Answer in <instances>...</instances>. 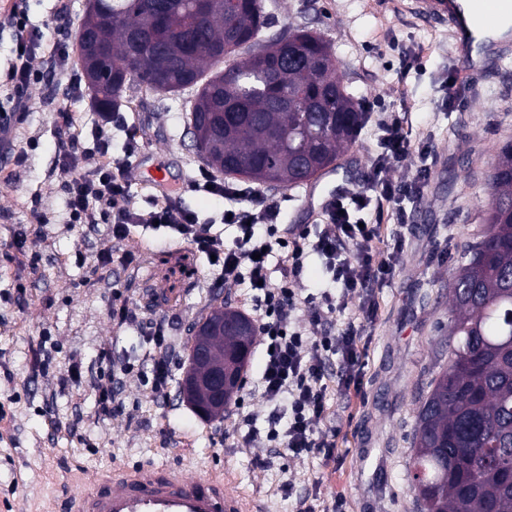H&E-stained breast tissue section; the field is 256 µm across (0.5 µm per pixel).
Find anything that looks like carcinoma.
<instances>
[{
	"instance_id": "cac0c4a2",
	"label": "carcinoma",
	"mask_w": 512,
	"mask_h": 512,
	"mask_svg": "<svg viewBox=\"0 0 512 512\" xmlns=\"http://www.w3.org/2000/svg\"><path fill=\"white\" fill-rule=\"evenodd\" d=\"M76 38L94 34L77 60L97 81L96 107L119 104L130 82L164 93L196 88L188 127L224 176L290 188L318 176L355 141L365 113L343 82L329 44L304 29L269 32L264 0H95ZM248 56L237 60L238 52ZM288 92V101L276 90ZM487 229L462 245L448 281V361L420 402L410 468L420 512H512V142L500 147L487 183ZM239 318V336L208 340L212 363L243 378L256 327L220 306L201 324Z\"/></svg>"
}]
</instances>
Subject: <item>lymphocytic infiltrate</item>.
I'll use <instances>...</instances> for the list:
<instances>
[{
    "label": "lymphocytic infiltrate",
    "instance_id": "1",
    "mask_svg": "<svg viewBox=\"0 0 512 512\" xmlns=\"http://www.w3.org/2000/svg\"><path fill=\"white\" fill-rule=\"evenodd\" d=\"M379 128L382 151L373 160L368 179L356 191L324 207L323 230L299 232L291 247L283 249L275 259L268 250L278 212L272 206L255 207L258 191L223 182L205 171L195 180L196 190H210L227 201L226 211L236 228L233 242L228 243L201 224L195 213L177 209L167 199L154 200L152 211L140 214L130 201L131 181L126 168L112 165L107 159L106 130L98 129L86 142L72 133L70 120H63L59 128L58 162L61 171L70 176L71 223L94 227L99 217H106L112 226V237L118 241L128 238L139 224L155 223L198 252L214 257L222 283L248 278L262 309L258 330L267 349L258 387L267 402L283 400L288 404L285 430L269 427L267 438L295 456L323 445L316 437V429L327 410L330 365L339 366L341 389L347 391L356 386L362 356L360 332L352 324L336 336L311 338L289 331L288 320L300 299L288 284L272 283L269 263L278 261L283 273L293 274L299 270L305 252L313 251L331 280L340 286L343 299H360L363 317L375 316L376 307L364 300L363 292L392 280L395 267L376 248V225L363 224L361 215L371 203L386 202L394 205L397 223L406 224L405 205L418 197L419 185L429 173L426 160L430 154L428 145L414 143L408 137L399 112L381 117ZM400 162L414 166L415 172L411 177L392 180L389 171Z\"/></svg>",
    "mask_w": 512,
    "mask_h": 512
}]
</instances>
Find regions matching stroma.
<instances>
[{
  "label": "stroma",
  "instance_id": "35a3bbf8",
  "mask_svg": "<svg viewBox=\"0 0 512 512\" xmlns=\"http://www.w3.org/2000/svg\"><path fill=\"white\" fill-rule=\"evenodd\" d=\"M18 3L47 48L62 38L75 42L87 0H0V117L11 119L0 137V512H59L95 472L149 463L221 472L250 512H417L407 477L411 435L418 402L447 358L448 279L463 243L485 229L487 181L500 146L512 140V59L476 77L464 74L447 23L425 19L415 0H266L273 28L320 34L348 91L375 109L404 112L411 140L429 141L433 158L421 198L406 206L395 276L369 293L378 315L364 322L360 390L327 398L316 435L333 443V454L293 456L266 438L270 416L287 419L288 408L268 403L257 387L261 342L253 344L243 388L224 417L200 419L182 395L189 326L221 305L258 317L247 284H221L203 254L164 232L140 226L116 242L109 225L93 233L70 223L69 177L57 167L59 115L70 113L72 132L86 139L99 115L78 66L80 92L43 81L17 96L12 74L20 60L9 18ZM404 51L418 56L416 67H401ZM194 97L191 89L128 88L125 122L110 131L109 156L130 172L135 209L148 212L150 198L166 192L209 224L224 204L190 186L207 167L187 132ZM132 132L139 146L131 154ZM378 150V131L366 123L332 167L336 184L357 188ZM156 170L163 186L151 181ZM260 194L289 234L322 222L303 186ZM38 214L43 224H35ZM22 232L28 240L19 251L13 242ZM107 249L111 264L96 267V254ZM117 298L128 311L122 324L112 319ZM160 320L173 379L165 396L155 397L145 377L154 358L148 337ZM352 321L363 322L355 299L328 325L299 306L290 327L320 336ZM129 364L122 413H103L100 388ZM251 429L255 440L241 446L240 435Z\"/></svg>",
  "mask_w": 512,
  "mask_h": 512
}]
</instances>
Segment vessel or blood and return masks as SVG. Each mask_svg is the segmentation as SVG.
<instances>
[{"label":"vessel or blood","instance_id":"obj_1","mask_svg":"<svg viewBox=\"0 0 512 512\" xmlns=\"http://www.w3.org/2000/svg\"><path fill=\"white\" fill-rule=\"evenodd\" d=\"M419 10L447 21L458 37L457 62L469 74L512 57V39H476L512 17V0H419ZM65 512H248V505L222 478L154 463L94 476L67 498Z\"/></svg>","mask_w":512,"mask_h":512}]
</instances>
